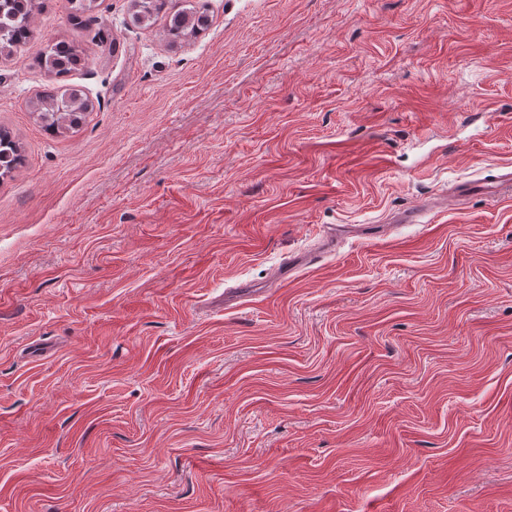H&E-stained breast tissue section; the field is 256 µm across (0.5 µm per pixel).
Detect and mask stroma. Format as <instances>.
<instances>
[{"instance_id": "stroma-1", "label": "stroma", "mask_w": 512, "mask_h": 512, "mask_svg": "<svg viewBox=\"0 0 512 512\" xmlns=\"http://www.w3.org/2000/svg\"><path fill=\"white\" fill-rule=\"evenodd\" d=\"M97 2L0 58V512H512V0ZM131 0L133 22L142 27L153 26L159 18H165L162 33L171 45H181L195 38L208 23V8L205 0H183L178 9L170 0ZM85 58L74 42L59 41L41 59V65L61 81L70 72L84 66ZM93 109L90 100L74 86L64 83L48 85L30 102L42 126L55 137L74 132ZM21 163L19 146L9 131L0 127V175H6Z\"/></svg>"}]
</instances>
